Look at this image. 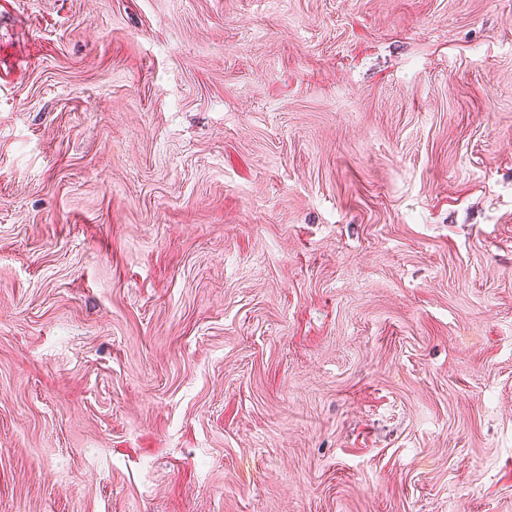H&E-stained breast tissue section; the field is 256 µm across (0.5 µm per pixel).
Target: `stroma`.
Wrapping results in <instances>:
<instances>
[{
  "label": "stroma",
  "mask_w": 512,
  "mask_h": 512,
  "mask_svg": "<svg viewBox=\"0 0 512 512\" xmlns=\"http://www.w3.org/2000/svg\"><path fill=\"white\" fill-rule=\"evenodd\" d=\"M0 512H512V0H0Z\"/></svg>",
  "instance_id": "1"
}]
</instances>
